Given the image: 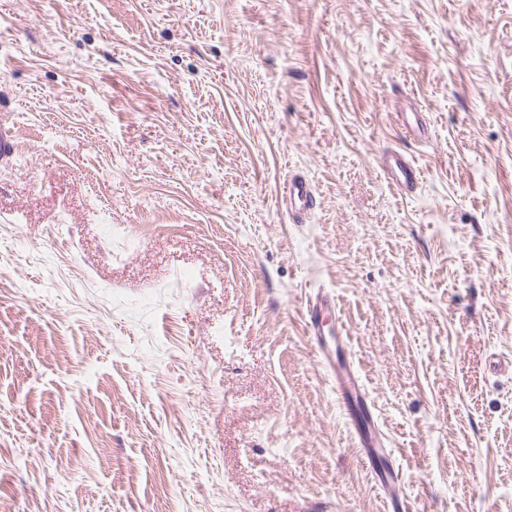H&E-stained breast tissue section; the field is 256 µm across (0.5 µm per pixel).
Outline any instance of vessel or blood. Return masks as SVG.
<instances>
[{
	"mask_svg": "<svg viewBox=\"0 0 512 512\" xmlns=\"http://www.w3.org/2000/svg\"><path fill=\"white\" fill-rule=\"evenodd\" d=\"M379 166L387 180L402 193L416 191L421 173L405 154L398 151L386 153L381 157ZM282 204L289 221L299 224L314 211L317 193L304 176L296 175L288 183ZM335 313L336 302L331 294L319 292L309 296L302 312L308 340L352 424L354 439L362 451L374 484L384 494L387 512H412L409 499L403 491V477L399 469L377 465L378 459L389 452L387 439L370 409L362 377L347 351L349 338L344 326L336 328L335 347H328L323 339V324L327 317Z\"/></svg>",
	"mask_w": 512,
	"mask_h": 512,
	"instance_id": "b4317fda",
	"label": "vessel or blood"
}]
</instances>
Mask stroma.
<instances>
[{"instance_id": "obj_1", "label": "stroma", "mask_w": 512, "mask_h": 512, "mask_svg": "<svg viewBox=\"0 0 512 512\" xmlns=\"http://www.w3.org/2000/svg\"><path fill=\"white\" fill-rule=\"evenodd\" d=\"M0 125V512H385L320 289L415 512H512V0H0ZM379 166L387 180L402 193L408 195L416 191L421 172L405 154L388 152L381 157ZM282 204L291 223L301 224L317 205V193L313 185L301 175H294L288 183V191ZM336 319V347L329 348L323 339V324L327 317ZM303 322L308 340L316 353L318 363L331 379L336 398L352 424L353 436L374 479V484L384 494L388 512H411L409 499L404 493L403 477L398 468H379L378 459L392 454L387 439L368 404L369 397L362 377L347 348L349 336L336 315V302L329 293H316L307 298Z\"/></svg>"}]
</instances>
